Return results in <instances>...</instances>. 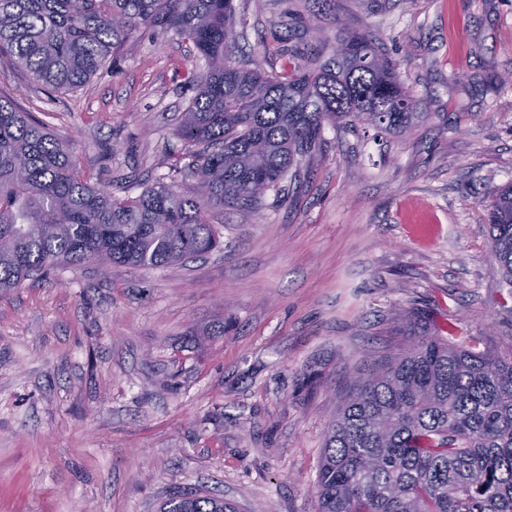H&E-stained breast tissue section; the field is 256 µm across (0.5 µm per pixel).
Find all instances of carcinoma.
<instances>
[{
  "mask_svg": "<svg viewBox=\"0 0 512 512\" xmlns=\"http://www.w3.org/2000/svg\"><path fill=\"white\" fill-rule=\"evenodd\" d=\"M233 0H0V51L38 82L86 83L149 25L208 61L177 134L197 147L195 185L159 183L115 198L70 152L0 96V293L60 264L162 267L219 244L204 219L226 205L248 218L318 146L327 124L405 133L420 117L371 38L340 27L313 68L266 73L228 54ZM492 255L512 286V183L488 204ZM319 512H512V356L417 332L401 354L354 380L324 440ZM160 512H236L224 498L176 492Z\"/></svg>",
  "mask_w": 512,
  "mask_h": 512,
  "instance_id": "cac0c4a2",
  "label": "carcinoma"
}]
</instances>
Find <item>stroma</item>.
Returning <instances> with one entry per match:
<instances>
[{
	"instance_id": "stroma-1",
	"label": "stroma",
	"mask_w": 512,
	"mask_h": 512,
	"mask_svg": "<svg viewBox=\"0 0 512 512\" xmlns=\"http://www.w3.org/2000/svg\"><path fill=\"white\" fill-rule=\"evenodd\" d=\"M231 59L269 73L338 27L377 39L421 116L403 136L325 127L220 245L160 268L57 266L0 295V512H157L178 490L238 512H319L329 423L414 329L512 355L487 211L512 182V0H234ZM205 60L145 26L73 90L0 53V95L117 197L176 181Z\"/></svg>"
}]
</instances>
